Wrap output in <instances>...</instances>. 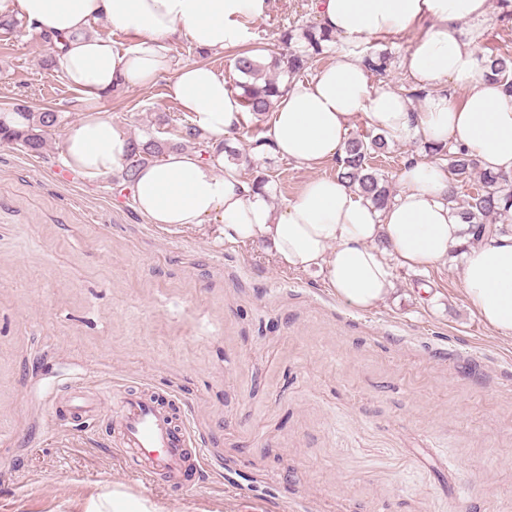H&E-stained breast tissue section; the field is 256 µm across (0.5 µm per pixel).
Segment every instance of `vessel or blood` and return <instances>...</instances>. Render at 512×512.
Segmentation results:
<instances>
[{
	"label": "vessel or blood",
	"instance_id": "vessel-or-blood-1",
	"mask_svg": "<svg viewBox=\"0 0 512 512\" xmlns=\"http://www.w3.org/2000/svg\"><path fill=\"white\" fill-rule=\"evenodd\" d=\"M111 423L120 446L147 476L189 490L186 472L201 453L185 424L176 423L170 403L153 393L124 392L112 405Z\"/></svg>",
	"mask_w": 512,
	"mask_h": 512
}]
</instances>
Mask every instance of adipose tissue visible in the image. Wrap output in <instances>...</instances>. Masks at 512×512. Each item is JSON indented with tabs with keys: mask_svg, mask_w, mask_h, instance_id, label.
<instances>
[{
	"mask_svg": "<svg viewBox=\"0 0 512 512\" xmlns=\"http://www.w3.org/2000/svg\"><path fill=\"white\" fill-rule=\"evenodd\" d=\"M266 6V0H0V16L57 36L55 66L82 103L119 85L143 88L163 79L168 97L212 138L208 154L175 148L137 169L130 189L149 223L216 224L225 240L267 244L286 268L323 271L337 298L363 311L390 294L394 265L421 269L456 259L469 308L511 336L512 234L473 241L440 161L411 159L398 193L381 209L335 176L312 178L294 199L276 205L269 187L225 163L222 142L241 132L240 98L211 67L173 62L166 44L184 38L212 53L243 46L244 20L262 17ZM314 9L318 26L344 49L276 100L257 151L315 168L343 157L352 120L362 115L394 139L447 144L466 150L483 170L512 174V91L490 78L480 52L491 23L489 0H314ZM95 23L126 32L132 44L113 47L91 33ZM403 39L410 46L401 69L427 92L418 107L373 84L362 59L367 45ZM456 89L461 98L453 97ZM130 148L111 119L89 115L68 127L63 159L96 180L118 169Z\"/></svg>",
	"mask_w": 512,
	"mask_h": 512,
	"instance_id": "adipose-tissue-1",
	"label": "adipose tissue"
}]
</instances>
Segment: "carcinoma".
Segmentation results:
<instances>
[{"instance_id":"obj_1","label":"carcinoma","mask_w":512,"mask_h":512,"mask_svg":"<svg viewBox=\"0 0 512 512\" xmlns=\"http://www.w3.org/2000/svg\"><path fill=\"white\" fill-rule=\"evenodd\" d=\"M305 41L301 54L288 52L268 63L253 56L240 55L235 59V69L246 77L238 84L240 98L245 109L259 116L270 111L274 99L282 96L286 87L271 78L268 72L277 69L288 77L297 76L305 63L324 54L325 44L334 37L318 26L309 25L302 30ZM490 76L512 88V55L501 52L487 54ZM59 123L57 113L50 110L31 112L24 106L14 110V116H0V141L19 143L30 152L44 148L47 129ZM385 137L382 135L348 139L345 156L339 160L337 176L356 185L360 193L370 199L379 209L387 206L392 198L389 181L378 170L370 166L372 155L384 153ZM424 152L447 162L448 172L456 182H467L477 167L475 159L462 150H453L445 145L427 144ZM162 153V145L156 141L132 143L126 166L127 180H132L136 170L154 160ZM462 222L472 226L476 238L493 234H506L503 223L512 219V177L502 173L480 172L479 185L475 192L459 206Z\"/></svg>"}]
</instances>
